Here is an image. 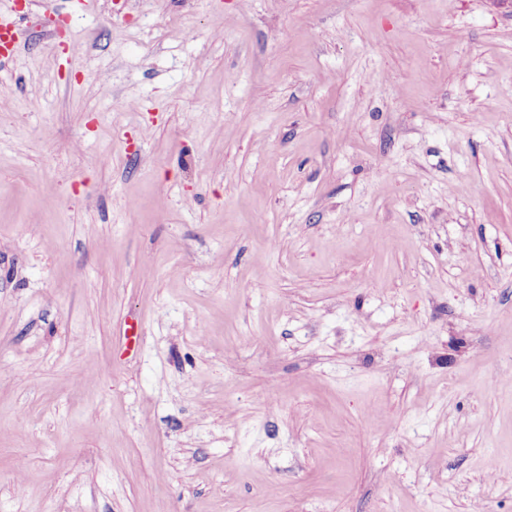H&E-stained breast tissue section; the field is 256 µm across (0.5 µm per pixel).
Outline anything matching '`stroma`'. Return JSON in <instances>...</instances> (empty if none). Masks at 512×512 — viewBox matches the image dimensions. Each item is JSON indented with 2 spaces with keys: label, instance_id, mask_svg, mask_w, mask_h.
I'll list each match as a JSON object with an SVG mask.
<instances>
[{
  "label": "stroma",
  "instance_id": "1",
  "mask_svg": "<svg viewBox=\"0 0 512 512\" xmlns=\"http://www.w3.org/2000/svg\"><path fill=\"white\" fill-rule=\"evenodd\" d=\"M24 14L0 512H512V0Z\"/></svg>",
  "mask_w": 512,
  "mask_h": 512
}]
</instances>
